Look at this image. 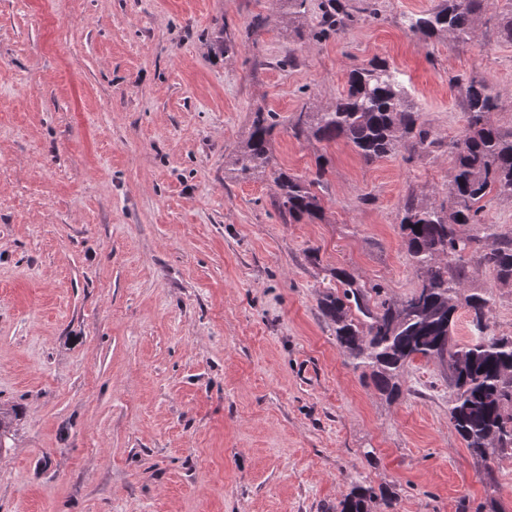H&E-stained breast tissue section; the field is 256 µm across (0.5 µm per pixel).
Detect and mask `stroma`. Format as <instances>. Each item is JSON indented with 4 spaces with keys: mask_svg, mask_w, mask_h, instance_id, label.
<instances>
[{
    "mask_svg": "<svg viewBox=\"0 0 512 512\" xmlns=\"http://www.w3.org/2000/svg\"><path fill=\"white\" fill-rule=\"evenodd\" d=\"M342 0L352 20L303 37L272 0H0V512H512V453L473 458L448 421L443 368L415 359L399 397L348 365L317 306L335 271L401 299L417 285L399 221L444 198L470 80L512 130V0L466 42L403 15L438 0ZM234 40L223 52L219 32ZM396 67L436 144L364 163L295 137L351 69ZM275 113L273 164L327 161L323 216L289 222L270 177L229 159ZM489 288L512 336V287ZM377 497L372 486L358 484L340 503V512H368V502Z\"/></svg>",
    "mask_w": 512,
    "mask_h": 512,
    "instance_id": "1",
    "label": "stroma"
}]
</instances>
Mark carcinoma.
<instances>
[{
	"label": "carcinoma",
	"mask_w": 512,
	"mask_h": 512,
	"mask_svg": "<svg viewBox=\"0 0 512 512\" xmlns=\"http://www.w3.org/2000/svg\"><path fill=\"white\" fill-rule=\"evenodd\" d=\"M273 2L280 20L294 22L308 14L309 0ZM322 7L321 29L339 31L349 17L341 0H323ZM488 9L489 0H439L431 10L402 16V26L425 41H465ZM497 99L483 82H469L464 128L451 144L448 196L430 202L412 193L403 200L400 229L415 289L395 300L382 288L368 291L338 271V287L318 299L337 345L354 368L370 372L378 390L399 395L404 371L416 358L440 364L453 389L448 420L470 454L485 463L512 451V336L488 333L493 291L467 284L473 268L488 266L499 284L511 285L512 239L486 231L466 235L462 227L482 224L483 202L491 193L512 199V131L503 132L490 119ZM277 125L275 113H254L248 137L232 157L233 171L244 178L270 173L275 204L288 221L318 218L327 168L319 162L308 176L271 169ZM291 129L297 138L342 140L367 164L401 149L424 152L435 144L400 72L385 61L350 71L346 95L331 107L295 113ZM460 309L472 332L463 344L453 338ZM17 416L14 408H0V452L9 448ZM375 496L372 486L358 484L340 503V512H368Z\"/></svg>",
	"instance_id": "cac0c4a2"
}]
</instances>
